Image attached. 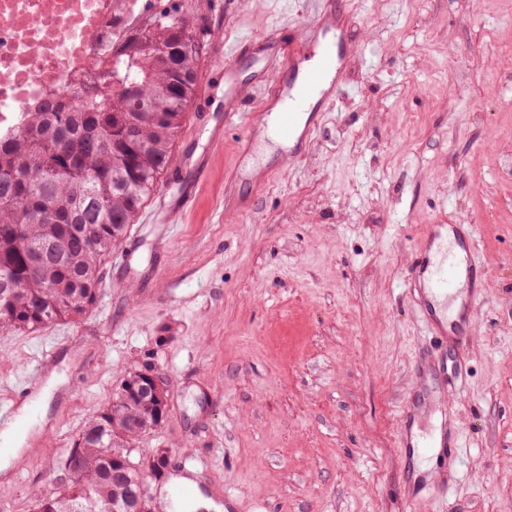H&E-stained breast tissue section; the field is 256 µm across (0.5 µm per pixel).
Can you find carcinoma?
Wrapping results in <instances>:
<instances>
[{"mask_svg":"<svg viewBox=\"0 0 512 512\" xmlns=\"http://www.w3.org/2000/svg\"><path fill=\"white\" fill-rule=\"evenodd\" d=\"M203 42L187 16L165 11L134 36L100 95L57 100L0 136V331H35L84 315L97 301L102 262L126 235L171 161L198 81ZM134 369L83 427L64 479L37 512H153L142 480L167 468L157 450L133 457L167 418Z\"/></svg>","mask_w":512,"mask_h":512,"instance_id":"cac0c4a2","label":"carcinoma"}]
</instances>
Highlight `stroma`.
Instances as JSON below:
<instances>
[{
    "mask_svg": "<svg viewBox=\"0 0 512 512\" xmlns=\"http://www.w3.org/2000/svg\"><path fill=\"white\" fill-rule=\"evenodd\" d=\"M204 38L172 161L104 265L77 322L0 333V396L64 342L31 399V425L0 479V512H36L62 459L123 375L168 379L167 419L140 443L171 459L152 493L194 472L234 512H408L396 411L455 423L463 448L448 498L419 512H512V0H341L348 94L298 159L248 169L240 133L221 143L224 44L311 21L308 0H143ZM207 166L191 202L197 158ZM247 169L226 202V179ZM472 224L486 298L465 345V392L416 372L443 350L405 293L433 222Z\"/></svg>",
    "mask_w": 512,
    "mask_h": 512,
    "instance_id": "stroma-1",
    "label": "stroma"
}]
</instances>
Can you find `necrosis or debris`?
I'll list each match as a JSON object with an SVG mask.
<instances>
[{"mask_svg":"<svg viewBox=\"0 0 512 512\" xmlns=\"http://www.w3.org/2000/svg\"><path fill=\"white\" fill-rule=\"evenodd\" d=\"M141 15L139 0H0V135L45 99L109 83Z\"/></svg>","mask_w":512,"mask_h":512,"instance_id":"obj_1","label":"necrosis or debris"}]
</instances>
